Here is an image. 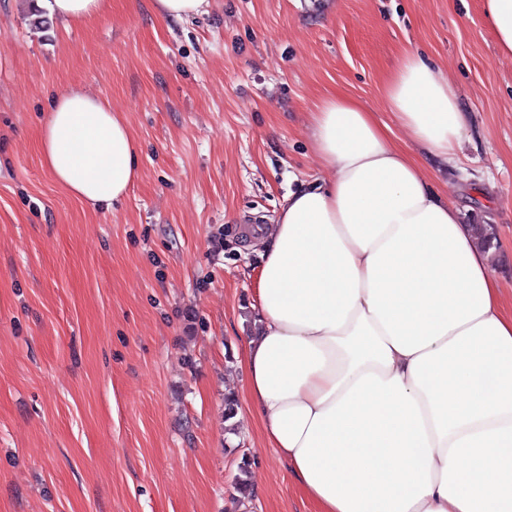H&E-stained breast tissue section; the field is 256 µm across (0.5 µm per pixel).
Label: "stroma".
I'll return each instance as SVG.
<instances>
[{
	"label": "stroma",
	"instance_id": "1",
	"mask_svg": "<svg viewBox=\"0 0 512 512\" xmlns=\"http://www.w3.org/2000/svg\"><path fill=\"white\" fill-rule=\"evenodd\" d=\"M37 12L0 0V512H314L247 398L258 258L239 226L272 223L319 175L317 98L391 122L381 80L409 46L467 115L453 168L428 178L466 223L498 226L494 273L512 283V60L481 0H211L182 21L112 0L70 29L35 28ZM71 85L111 100L141 146L107 210L41 163L39 127Z\"/></svg>",
	"mask_w": 512,
	"mask_h": 512
}]
</instances>
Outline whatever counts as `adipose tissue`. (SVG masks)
Listing matches in <instances>:
<instances>
[{
  "instance_id": "obj_1",
  "label": "adipose tissue",
  "mask_w": 512,
  "mask_h": 512,
  "mask_svg": "<svg viewBox=\"0 0 512 512\" xmlns=\"http://www.w3.org/2000/svg\"><path fill=\"white\" fill-rule=\"evenodd\" d=\"M81 26L111 0H40ZM512 59V0H483ZM384 107L421 158L453 162L457 93L402 50ZM325 177L246 237L259 256L246 392L317 512H512V307L462 210L377 113L335 91L308 115ZM45 169L94 207L139 177V142L109 99L67 87L38 135Z\"/></svg>"
}]
</instances>
